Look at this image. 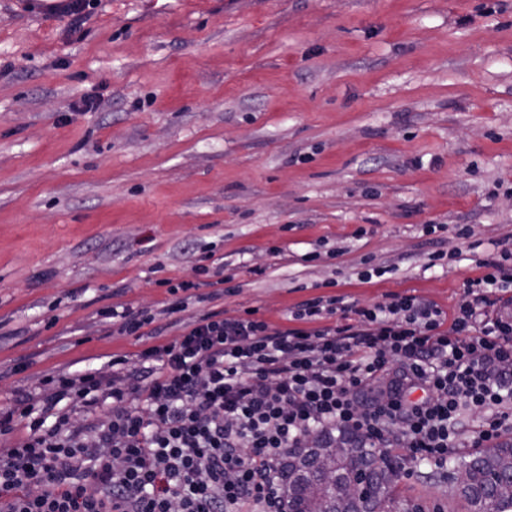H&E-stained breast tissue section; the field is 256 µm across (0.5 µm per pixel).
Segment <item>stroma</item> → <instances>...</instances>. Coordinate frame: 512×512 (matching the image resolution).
Here are the masks:
<instances>
[{
    "mask_svg": "<svg viewBox=\"0 0 512 512\" xmlns=\"http://www.w3.org/2000/svg\"><path fill=\"white\" fill-rule=\"evenodd\" d=\"M59 2L0 0V406L208 310L451 313L512 242V0ZM392 454L407 503L460 512L454 469ZM106 316H112V323H118V330L120 333H138L137 336H149L144 332H140L142 328L152 324L155 321L154 316H150L143 313H133L131 311H117L112 308V313L108 312ZM115 319V320H114Z\"/></svg>",
    "mask_w": 512,
    "mask_h": 512,
    "instance_id": "stroma-1",
    "label": "stroma"
}]
</instances>
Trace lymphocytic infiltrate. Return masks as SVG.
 Masks as SVG:
<instances>
[{"instance_id": "f902f5d3", "label": "lymphocytic infiltrate", "mask_w": 512, "mask_h": 512, "mask_svg": "<svg viewBox=\"0 0 512 512\" xmlns=\"http://www.w3.org/2000/svg\"><path fill=\"white\" fill-rule=\"evenodd\" d=\"M454 314L414 295L318 297L278 328L208 311L174 342L0 408V512H272L288 457L354 432L444 465L512 429V253L479 259ZM25 434L6 443L16 427Z\"/></svg>"}]
</instances>
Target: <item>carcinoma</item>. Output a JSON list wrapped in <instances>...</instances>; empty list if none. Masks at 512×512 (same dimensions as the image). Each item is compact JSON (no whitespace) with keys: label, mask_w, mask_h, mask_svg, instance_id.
Segmentation results:
<instances>
[{"label":"carcinoma","mask_w":512,"mask_h":512,"mask_svg":"<svg viewBox=\"0 0 512 512\" xmlns=\"http://www.w3.org/2000/svg\"><path fill=\"white\" fill-rule=\"evenodd\" d=\"M380 452L359 436L319 434L310 446L288 456L285 494L288 512H396V474L378 464ZM459 470L448 498L467 504L465 512H512V436L454 460Z\"/></svg>","instance_id":"cac0c4a2"}]
</instances>
